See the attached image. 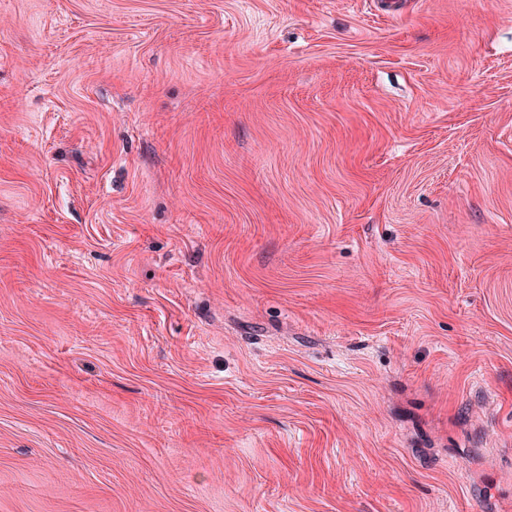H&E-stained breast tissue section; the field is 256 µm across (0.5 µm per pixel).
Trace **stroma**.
<instances>
[{
    "label": "stroma",
    "instance_id": "1",
    "mask_svg": "<svg viewBox=\"0 0 512 512\" xmlns=\"http://www.w3.org/2000/svg\"><path fill=\"white\" fill-rule=\"evenodd\" d=\"M0 512H512V0H0Z\"/></svg>",
    "mask_w": 512,
    "mask_h": 512
}]
</instances>
